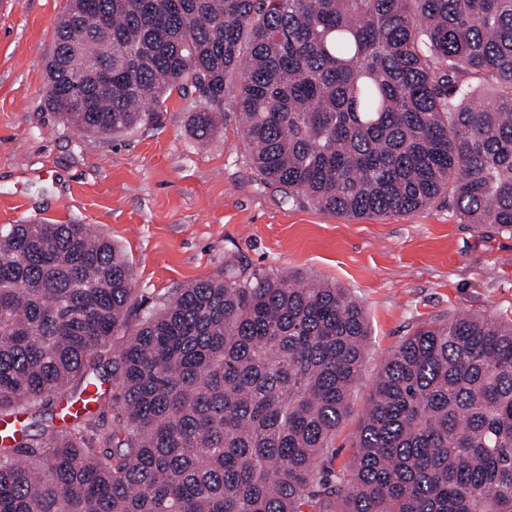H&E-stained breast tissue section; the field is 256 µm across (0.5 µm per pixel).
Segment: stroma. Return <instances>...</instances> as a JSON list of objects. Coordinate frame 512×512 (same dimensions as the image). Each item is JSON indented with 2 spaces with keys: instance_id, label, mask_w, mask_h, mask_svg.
Instances as JSON below:
<instances>
[{
  "instance_id": "obj_1",
  "label": "stroma",
  "mask_w": 512,
  "mask_h": 512,
  "mask_svg": "<svg viewBox=\"0 0 512 512\" xmlns=\"http://www.w3.org/2000/svg\"><path fill=\"white\" fill-rule=\"evenodd\" d=\"M66 6L0 7V227L79 222L111 239L133 270V324L230 263L348 288L369 336L334 468L352 456L379 366L419 325L460 310L512 319V236L476 229L447 204L347 217L287 201L252 166L235 120L197 140L194 102L176 92L157 127L85 138L60 123L44 107L45 64Z\"/></svg>"
}]
</instances>
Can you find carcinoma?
<instances>
[{"label":"carcinoma","instance_id":"carcinoma-1","mask_svg":"<svg viewBox=\"0 0 512 512\" xmlns=\"http://www.w3.org/2000/svg\"><path fill=\"white\" fill-rule=\"evenodd\" d=\"M55 45L45 107L83 135L160 125L194 91L195 137L230 101L292 201L361 216L442 199L512 236V0H69ZM133 291L86 224L0 228V417L24 418L0 444V512H512V320L417 327L336 470L368 337L348 289L230 265L132 329ZM67 387L93 406L31 433Z\"/></svg>","mask_w":512,"mask_h":512}]
</instances>
